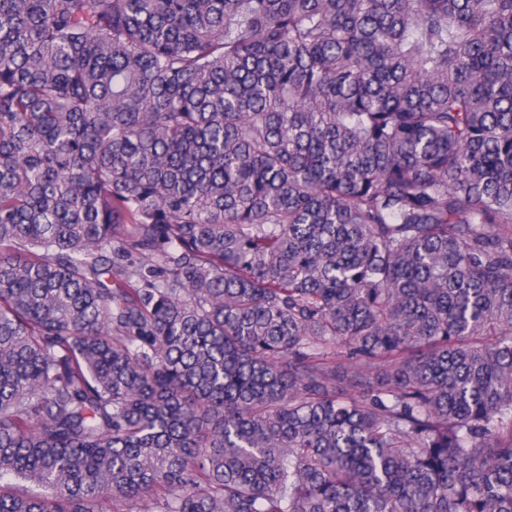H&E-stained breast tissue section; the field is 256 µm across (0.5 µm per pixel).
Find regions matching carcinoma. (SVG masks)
<instances>
[{
  "label": "carcinoma",
  "instance_id": "1",
  "mask_svg": "<svg viewBox=\"0 0 512 512\" xmlns=\"http://www.w3.org/2000/svg\"><path fill=\"white\" fill-rule=\"evenodd\" d=\"M110 501L512 512V0H0V512Z\"/></svg>",
  "mask_w": 512,
  "mask_h": 512
}]
</instances>
